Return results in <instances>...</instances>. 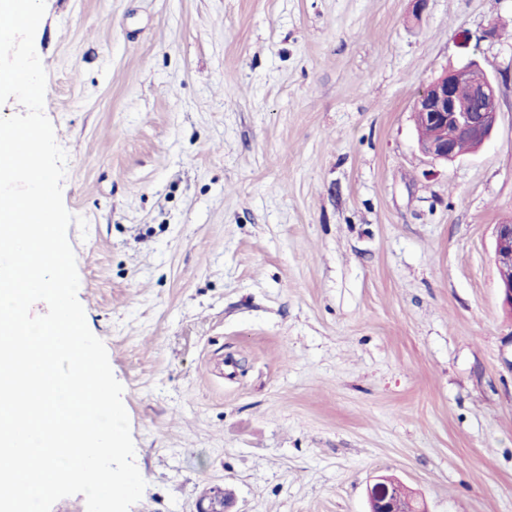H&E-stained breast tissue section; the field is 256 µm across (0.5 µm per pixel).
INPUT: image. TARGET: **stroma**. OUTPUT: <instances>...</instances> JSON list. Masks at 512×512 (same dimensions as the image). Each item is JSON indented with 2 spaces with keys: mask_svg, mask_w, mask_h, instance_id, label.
<instances>
[{
  "mask_svg": "<svg viewBox=\"0 0 512 512\" xmlns=\"http://www.w3.org/2000/svg\"><path fill=\"white\" fill-rule=\"evenodd\" d=\"M512 0H46L78 299L123 385L130 512H512ZM497 78L479 151L423 155L415 96ZM494 260L499 276V291L504 307L512 310V277L501 275V271L512 269V221L495 224ZM401 483L380 476L368 489L369 512H406L400 498Z\"/></svg>",
  "mask_w": 512,
  "mask_h": 512,
  "instance_id": "stroma-1",
  "label": "stroma"
}]
</instances>
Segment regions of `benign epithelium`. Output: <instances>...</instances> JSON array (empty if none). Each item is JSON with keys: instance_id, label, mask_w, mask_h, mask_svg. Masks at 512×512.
<instances>
[{"instance_id": "benign-epithelium-1", "label": "benign epithelium", "mask_w": 512, "mask_h": 512, "mask_svg": "<svg viewBox=\"0 0 512 512\" xmlns=\"http://www.w3.org/2000/svg\"><path fill=\"white\" fill-rule=\"evenodd\" d=\"M478 64L470 61L434 78L413 102V118H422L432 129L418 141L420 151L437 162L455 160L457 146L466 141L480 148L487 143L498 124L499 97L495 80L489 76L479 83L470 82V73ZM468 89L469 103L458 98L460 88ZM494 260L497 271L512 269V221L495 225ZM401 483L380 476L368 489L369 512H404L400 498ZM232 493L221 487L200 507L199 512H231Z\"/></svg>"}]
</instances>
